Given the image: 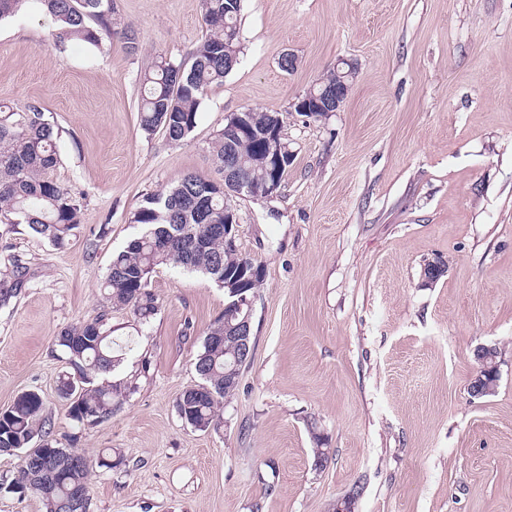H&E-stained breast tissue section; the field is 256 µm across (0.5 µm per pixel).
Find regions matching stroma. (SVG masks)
<instances>
[{
    "label": "stroma",
    "instance_id": "35a3bbf8",
    "mask_svg": "<svg viewBox=\"0 0 512 512\" xmlns=\"http://www.w3.org/2000/svg\"><path fill=\"white\" fill-rule=\"evenodd\" d=\"M114 6L133 36L97 47L56 46L34 0L0 22V106L43 108L50 176L82 205L62 247L0 223V270L16 257L28 271L0 307V412L41 394L54 439L93 462L88 512H332L353 489L355 512H512V0H243L239 62L179 142L141 131L142 76L204 40L203 2ZM343 59L344 105L297 112ZM248 107L280 114L293 161L276 196L233 200L236 244L264 270L254 350L222 423L199 431L176 399L223 288L157 267L141 324L102 284L146 196L188 173L223 180L212 143ZM436 260L448 268L425 282ZM104 309L134 341L109 375L125 399L83 426L58 391L56 337ZM481 345L497 347L499 381L478 399ZM18 462L0 455V512H44L10 491Z\"/></svg>",
    "mask_w": 512,
    "mask_h": 512
}]
</instances>
